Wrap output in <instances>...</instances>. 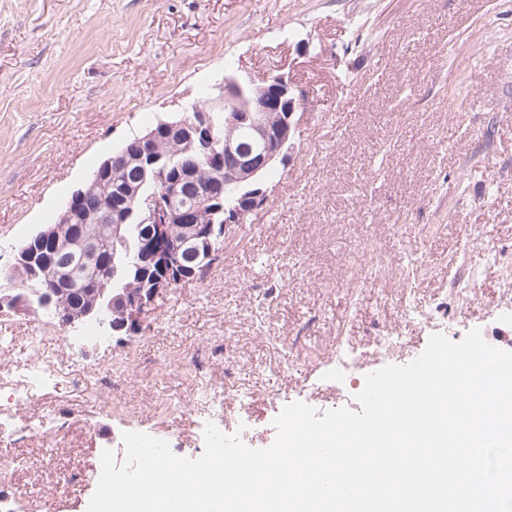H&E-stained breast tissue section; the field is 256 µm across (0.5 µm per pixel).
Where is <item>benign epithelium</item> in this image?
Wrapping results in <instances>:
<instances>
[{"label": "benign epithelium", "instance_id": "7a95c632", "mask_svg": "<svg viewBox=\"0 0 512 512\" xmlns=\"http://www.w3.org/2000/svg\"><path fill=\"white\" fill-rule=\"evenodd\" d=\"M301 101V91L284 74L273 75L261 85L227 75L214 85L207 108H187L177 118L159 121L158 130L134 135L141 145L142 155L126 157L124 161L140 165L141 179L138 186L124 189L131 204L123 213V222L146 226L147 237L161 241V247L143 251L130 265L139 268L154 264L164 270L165 277L149 288L126 291L115 297L108 293V289L101 288L99 294L105 297L103 305L76 311L55 304L54 286L59 270L48 262L43 266L42 279L33 285V294L39 296L40 306L55 307L54 316L63 327H74L94 319L114 333H138L153 313L159 294L173 285L189 282L184 276L185 262L191 260L203 265L212 257V251L203 253L194 245L193 235L177 240L171 234V225L182 224L186 218L170 204L178 192L177 185L161 177L168 168L176 166L175 159L160 156L145 160V155L152 150L157 131L178 139L206 141L212 154L224 157V178L230 184L241 186L242 198L226 200L224 205L206 215L212 223L215 216H221L219 236L223 237L234 227L246 223L248 214L267 203L269 193L260 174L286 156L297 129L295 114ZM214 112L224 113L222 137L215 134ZM241 128L248 129L262 149L255 152L242 146L235 138V132ZM98 177L99 174H94L75 189L56 222L40 228L35 239L51 243L57 252L67 251L72 255L83 252L85 243L74 242L67 234L69 224L73 223L71 204L72 200L93 191Z\"/></svg>", "mask_w": 512, "mask_h": 512}]
</instances>
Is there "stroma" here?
<instances>
[{"label": "stroma", "mask_w": 512, "mask_h": 512, "mask_svg": "<svg viewBox=\"0 0 512 512\" xmlns=\"http://www.w3.org/2000/svg\"><path fill=\"white\" fill-rule=\"evenodd\" d=\"M302 90L270 201L143 332L57 328L56 368L0 419L18 512H87L124 432L196 458L207 424L269 447L284 405L360 411L363 381L471 329L512 351V0H0V271L132 134L224 72ZM36 312L0 311V374ZM391 339L383 356L373 344ZM362 356L334 372L336 351Z\"/></svg>", "instance_id": "35a3bbf8"}]
</instances>
